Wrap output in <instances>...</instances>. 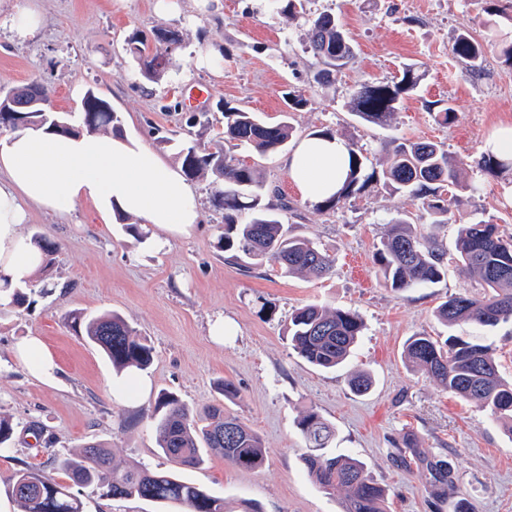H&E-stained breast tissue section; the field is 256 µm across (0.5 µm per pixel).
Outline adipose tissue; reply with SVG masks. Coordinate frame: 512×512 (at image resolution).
I'll return each mask as SVG.
<instances>
[{"label":"adipose tissue","instance_id":"1","mask_svg":"<svg viewBox=\"0 0 512 512\" xmlns=\"http://www.w3.org/2000/svg\"><path fill=\"white\" fill-rule=\"evenodd\" d=\"M346 142L311 136L288 158V174L303 200L333 196L348 169ZM80 201L102 216L116 213L164 232L190 236L201 221L198 194L183 174L133 136L58 135L29 125L0 136V297L27 287L43 263L19 227L30 207L68 215Z\"/></svg>","mask_w":512,"mask_h":512}]
</instances>
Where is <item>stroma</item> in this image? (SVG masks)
Returning a JSON list of instances; mask_svg holds the SVG:
<instances>
[{"label": "stroma", "instance_id": "stroma-1", "mask_svg": "<svg viewBox=\"0 0 512 512\" xmlns=\"http://www.w3.org/2000/svg\"><path fill=\"white\" fill-rule=\"evenodd\" d=\"M176 2L178 14L161 17L155 0H28L43 24L23 41L0 28V89L43 84L55 112L66 117L77 116L86 91L95 90L120 115L122 133L138 136L176 167L187 144L232 152L259 170L267 202L287 203L283 222L329 254L334 270L322 279L288 277L264 261L240 266L227 260L219 243L224 214L210 202L216 188L210 174L193 181L202 205L195 232L156 248L148 245L154 229L131 217L103 222L89 202L75 204L64 217L32 211L22 233L42 237L53 251L31 283L30 305L0 306V414L16 426L10 448L0 451V498L9 512H18L8 483L14 472H52L54 456L92 441L109 448L122 466L171 467L157 451L153 400L130 408L113 402L118 373L66 324L64 316L73 310L116 312L149 341L154 357L146 374L153 392L176 393L200 415L223 403L260 436L266 455L258 468H233L210 451L201 467L180 470L186 480L223 497L230 512H343L345 491L320 489L303 463L297 421L310 411L336 429L330 453L359 459L385 488L387 512H454L462 499L475 512H512V434L489 410L449 392L403 354L417 333L439 341L451 334L476 338L511 378L512 320L490 332L469 323L446 326L437 307L476 287L456 263H449L439 283L397 293L379 280L372 261L375 244L402 214L450 255L466 224L485 220L512 236V192L506 188L512 171L490 177L467 169L465 189L440 222L425 214L419 200L375 179L336 209L324 210L301 199L288 177L287 150L262 156L234 146L224 137L219 110L227 104L271 124L289 120L295 142L330 129L376 155L408 139L476 158L490 132L512 124V65L501 55L502 45L512 41V21L488 15L485 0H308V13L339 16L355 44L349 66L321 86L314 81L319 63L306 50V15L286 18L275 0ZM158 27L180 31L183 47L168 70L150 81L126 53L125 41ZM463 30L484 46L481 74H466L451 53ZM211 49L222 53L217 67H196V57ZM407 64L416 65L423 79L387 125L349 111L355 90L392 80ZM191 87L208 88L210 98L207 121L190 127L182 93ZM289 89L304 93L308 105L287 112L283 94ZM437 100L450 101L455 123L436 122L428 105ZM352 256L362 265L356 277L347 271ZM307 304L348 308L361 317L363 333L344 366L317 368L289 345L288 320ZM219 316L236 328L220 343L208 334ZM33 335L53 354L56 380H36L16 361V344ZM359 370L373 379L362 395L347 383ZM223 380L239 390L225 403L216 389ZM408 438L415 454L405 465L399 450ZM439 460L447 462L451 484L436 481Z\"/></svg>", "mask_w": 512, "mask_h": 512}]
</instances>
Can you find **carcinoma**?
I'll use <instances>...</instances> for the list:
<instances>
[{"label":"carcinoma","instance_id":"carcinoma-1","mask_svg":"<svg viewBox=\"0 0 512 512\" xmlns=\"http://www.w3.org/2000/svg\"><path fill=\"white\" fill-rule=\"evenodd\" d=\"M307 51L322 65L316 81L324 85L354 59L352 39L335 14L320 12L310 18ZM162 50L149 49L146 41L135 36L126 40V52L140 66L148 80L159 78L170 63V56L182 45L176 30L160 27L153 33ZM452 54L473 75L484 66L482 44L463 31L452 45ZM422 74L413 65L402 68L394 82H373L351 95L348 106L361 119L380 125L390 121L403 95L417 89ZM435 118L449 125L456 113L449 103L436 101ZM224 133L231 141L253 148L260 155L278 151L289 140L291 125L286 120L276 124L261 121L252 112L224 107ZM82 127L95 133L101 129L118 130L119 117L110 104L88 93L82 101ZM351 165L346 180L334 196L320 206L330 210L348 199L375 176L367 172L373 163L368 153L355 142H348ZM186 177L212 173L224 182L215 191L213 205L224 211V252L237 263L266 259L284 275L306 272L320 277L333 266V259L313 241L288 235L280 216L265 202L266 185L255 167L247 165L222 149L212 150L193 144L180 150ZM385 186L418 199L423 209L436 217L448 214L454 197L442 194L445 187L460 186L467 166L497 175L512 170V161L483 154L469 159L448 152L443 146L427 142L404 141L382 159ZM247 211L250 220L238 221ZM373 264L385 287L402 292L439 282L448 268L444 251L427 245L418 234L411 217L393 221L373 253ZM457 265L468 276L481 281L483 291L461 292L448 297L437 309L438 317L449 325L471 322L494 327L512 319V238L502 235L498 225L480 221L460 230L457 240ZM69 327L85 337L123 370L146 369L153 362V347L119 314L103 312L86 315L69 312ZM363 329L359 315L349 309L307 305L295 310L288 321V335L293 349L309 363L335 368L349 356ZM405 359L444 388L464 399H475L512 434V382L505 380L491 350L480 343L450 336L441 346L432 337L417 334L404 349ZM350 389L364 394L372 387L368 373L358 371L348 380ZM159 454L172 463L199 468L205 458L202 449L214 450L224 461L240 469L258 467L265 454L260 438L237 418L224 414V405L212 406L205 417L197 418L173 393H160L153 407ZM297 426L307 443L304 465L311 480L326 491H347L344 512H386L385 489L368 474L365 465L352 457L330 455L335 428L318 413L303 415ZM57 470L65 479L26 468L9 479L12 497L19 512H84V504L73 487L89 488L112 498L137 497L160 505H177L185 512H226L224 498L209 494L185 480L173 470L153 471L139 463L123 468L111 464L110 451L97 442L85 444L79 452L55 459Z\"/></svg>","mask_w":512,"mask_h":512}]
</instances>
